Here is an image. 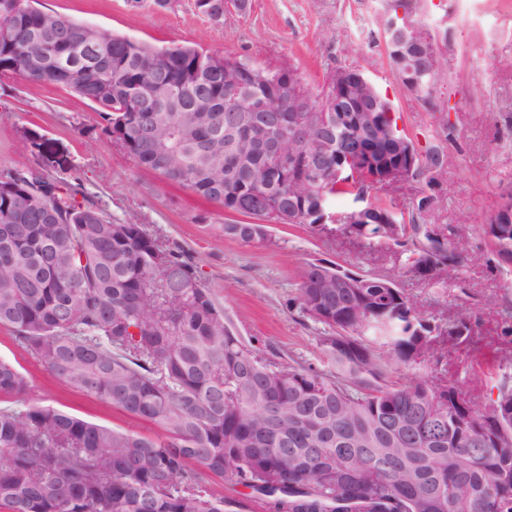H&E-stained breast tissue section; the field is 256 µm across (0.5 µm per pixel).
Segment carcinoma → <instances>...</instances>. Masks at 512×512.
Instances as JSON below:
<instances>
[{
	"label": "carcinoma",
	"mask_w": 512,
	"mask_h": 512,
	"mask_svg": "<svg viewBox=\"0 0 512 512\" xmlns=\"http://www.w3.org/2000/svg\"><path fill=\"white\" fill-rule=\"evenodd\" d=\"M0 0V87L20 77L66 88L90 106L105 137L140 167L229 213L269 217L296 205L317 226L339 195L367 200V222L345 232L398 245L436 203L447 157L429 151L410 172L429 193L398 215L371 193L361 171L338 180L297 154L288 169L251 160L254 176L224 149L227 88L270 99L273 84L300 83L291 67L190 45L155 47L51 9ZM213 20L224 0H195ZM90 42L88 57L73 54ZM259 70L264 80L248 73ZM412 141L381 144L394 160ZM387 218L389 224L378 220ZM251 224H226L243 243ZM482 231L512 272V223ZM409 256L410 272L445 286L461 266L454 242ZM297 301L328 328L320 344L332 366L277 364L245 345L200 287L196 267L145 232L114 218L82 184L35 167L0 173V327L55 379L158 427L144 436L88 421L27 398L28 381L0 360V512H226L213 483L244 485L267 512H512V375L479 407L460 386L414 375L382 382L392 362L407 369L432 348L436 327L390 280L336 287V266L311 263ZM474 333L466 311L448 336Z\"/></svg>",
	"instance_id": "cac0c4a2"
}]
</instances>
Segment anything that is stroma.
<instances>
[{
    "label": "stroma",
    "mask_w": 512,
    "mask_h": 512,
    "mask_svg": "<svg viewBox=\"0 0 512 512\" xmlns=\"http://www.w3.org/2000/svg\"><path fill=\"white\" fill-rule=\"evenodd\" d=\"M39 2L154 46L184 44L246 56L262 66H291L313 90L338 67L365 74L419 151L435 145L447 157L439 207L427 218L467 257L460 279L447 286L409 271L405 259L413 243L370 245L346 235L339 223L271 224L266 238L249 244L225 236L233 214L139 168L101 134L96 112L56 85L17 78L0 91V170L35 166L55 178L79 180L113 215L136 217L149 235L192 259L201 287L223 308L233 334L272 361L328 367L319 344L323 325L288 305L303 270L320 259L395 280L439 325L457 311L474 312L475 334L465 341L438 337L416 371L434 381L457 380L480 406L496 397L499 378L512 374V335L502 333L512 326V274L498 267L482 226L512 187V0H420L419 18L439 42L444 112L406 92L391 66L380 29L388 0H250L248 10L228 7L218 22L199 14L194 0H171L164 8L144 0L136 10L126 0ZM477 66L491 80L475 76ZM31 132L40 136L42 149L25 146ZM0 359L25 375L34 401L117 429L157 432L53 379L1 328Z\"/></svg>",
    "instance_id": "35a3bbf8"
}]
</instances>
